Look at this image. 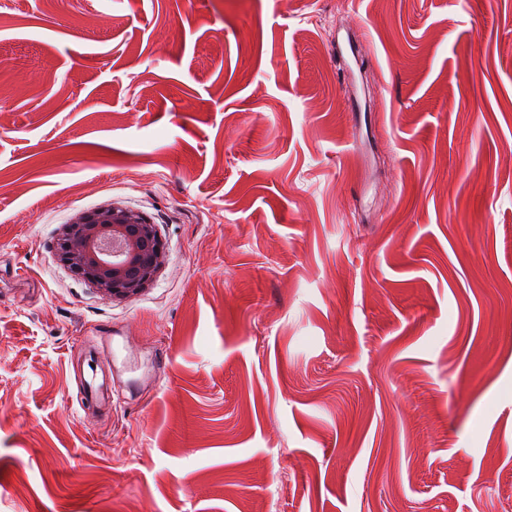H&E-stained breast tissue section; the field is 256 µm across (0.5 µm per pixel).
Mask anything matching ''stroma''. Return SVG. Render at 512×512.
I'll use <instances>...</instances> for the list:
<instances>
[{"label":"stroma","mask_w":512,"mask_h":512,"mask_svg":"<svg viewBox=\"0 0 512 512\" xmlns=\"http://www.w3.org/2000/svg\"><path fill=\"white\" fill-rule=\"evenodd\" d=\"M345 9L0 0V512H512V0ZM56 240L61 263L104 300L141 295L164 265L157 224L143 213L114 205L79 213L60 225Z\"/></svg>","instance_id":"1"}]
</instances>
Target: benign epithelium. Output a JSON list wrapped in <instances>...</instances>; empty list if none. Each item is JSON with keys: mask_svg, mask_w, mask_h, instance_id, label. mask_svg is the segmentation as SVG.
<instances>
[{"mask_svg": "<svg viewBox=\"0 0 512 512\" xmlns=\"http://www.w3.org/2000/svg\"><path fill=\"white\" fill-rule=\"evenodd\" d=\"M61 263L104 300L135 298L159 277L165 247L144 214L106 205L82 212L56 234Z\"/></svg>", "mask_w": 512, "mask_h": 512, "instance_id": "benign-epithelium-1", "label": "benign epithelium"}]
</instances>
